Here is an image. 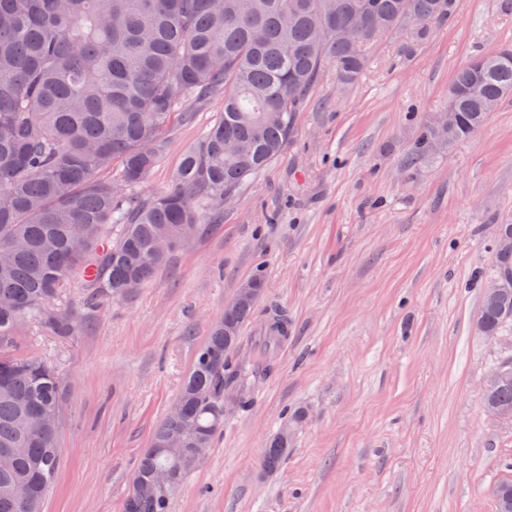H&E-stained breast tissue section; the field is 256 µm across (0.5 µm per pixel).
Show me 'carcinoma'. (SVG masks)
Listing matches in <instances>:
<instances>
[{"mask_svg":"<svg viewBox=\"0 0 512 512\" xmlns=\"http://www.w3.org/2000/svg\"><path fill=\"white\" fill-rule=\"evenodd\" d=\"M463 0H0V448H22L0 469V512H30L13 497L24 482L44 502L61 463L56 448L62 382L37 356L16 353L25 323L74 334L66 307L79 283L91 301L124 295L170 259L205 210L238 192L288 149L296 115L323 68L357 81L378 40L414 19L412 47L453 19ZM512 95V51L459 68L444 122L428 124L415 152L431 153L476 133ZM224 97L220 119L184 149L169 188L137 192L168 148L171 123L191 103ZM237 141L244 153L224 151ZM116 170L118 180L100 173ZM257 300L224 310L196 354L178 394L182 417L167 414L144 449L124 512H167L173 487L153 484L160 469L181 482L193 458L224 426L227 400L249 408L287 338L280 315L261 326L248 361L233 357ZM232 327L226 336L224 327ZM476 326L499 336L512 326V290L482 296ZM484 410L512 411V381L485 389ZM198 434L166 445L179 419ZM292 438L284 427L263 450L279 466Z\"/></svg>","mask_w":512,"mask_h":512,"instance_id":"1","label":"carcinoma"}]
</instances>
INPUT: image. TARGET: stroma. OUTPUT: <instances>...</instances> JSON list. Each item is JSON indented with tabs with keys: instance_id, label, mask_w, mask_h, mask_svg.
I'll use <instances>...</instances> for the list:
<instances>
[{
	"instance_id": "1",
	"label": "stroma",
	"mask_w": 512,
	"mask_h": 512,
	"mask_svg": "<svg viewBox=\"0 0 512 512\" xmlns=\"http://www.w3.org/2000/svg\"><path fill=\"white\" fill-rule=\"evenodd\" d=\"M409 37L384 39L354 84L325 67L287 152L152 281L95 303L72 289L68 339L23 327L21 353L54 363L64 386L43 512H123L196 352L255 278L266 288L236 358L272 312L288 337L263 401L227 409L169 512H495L494 485L512 478V423L481 407L502 353L475 329L476 277L493 267L496 225L512 224V96L451 148L417 158L412 147L455 72L512 45V5L464 0L407 57ZM221 110L217 98L187 107L143 197L167 189ZM298 408L306 421L264 471L268 439Z\"/></svg>"
}]
</instances>
